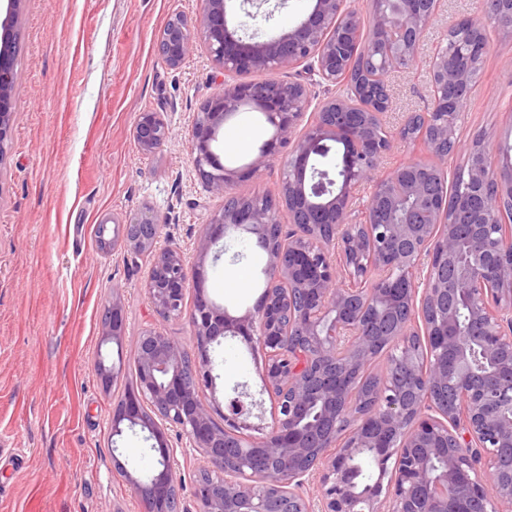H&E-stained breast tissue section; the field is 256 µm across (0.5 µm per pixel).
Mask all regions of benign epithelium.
<instances>
[{"label": "benign epithelium", "instance_id": "obj_1", "mask_svg": "<svg viewBox=\"0 0 512 512\" xmlns=\"http://www.w3.org/2000/svg\"><path fill=\"white\" fill-rule=\"evenodd\" d=\"M22 0H0V155L12 132L13 46ZM371 8L370 35L348 0H312L294 26L273 36L240 34L228 18V0H202L195 20L175 16L156 38L171 68L202 46L226 70H293L336 86L314 118L302 124L309 88L275 80L226 85L210 97L189 130L195 171L209 191L224 197L199 239V262L188 272L172 242L156 249L160 219L147 208L123 224L98 226L102 250L117 245L149 252L145 291L165 319L189 314L195 344L144 330L132 347L134 388L112 406V436L122 424L149 432L161 448L157 473L117 471L143 512H502L512 505V163L499 150L465 145L457 118L467 106L475 70L488 48V23L512 31V0H489L464 20L471 49L448 54L442 40L430 59L433 103L444 111L411 116L398 136L437 158L412 153L389 175L374 179L391 145L383 123L390 94L386 76L416 62L440 0H392ZM263 113L272 136L245 168L223 166L213 145L224 123L242 107ZM152 153L170 137L155 112L133 130ZM332 143L345 146L336 176H315L310 160ZM292 145L288 154L280 149ZM467 152L471 193L447 199L444 165ZM281 160V197L296 230L283 234L275 204L231 194L236 179ZM375 180L370 199L355 205L357 186ZM247 234L267 254L269 286L241 316L230 315L204 288L203 260L232 231ZM123 294L112 292L103 319L106 341L124 339ZM240 337L264 353V391L275 398L271 430L252 440L241 430L257 401L235 392L224 407L215 393L212 348ZM394 361L359 392L351 381L374 358L377 344ZM103 389L115 366L96 364ZM219 413L217 422L213 413ZM176 427L204 465L193 499L181 486L166 450ZM376 465L371 483L358 486V461ZM318 477L319 504L304 494Z\"/></svg>", "mask_w": 512, "mask_h": 512}]
</instances>
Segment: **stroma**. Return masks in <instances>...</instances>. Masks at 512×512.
Returning <instances> with one entry per match:
<instances>
[{"label":"stroma","instance_id":"stroma-1","mask_svg":"<svg viewBox=\"0 0 512 512\" xmlns=\"http://www.w3.org/2000/svg\"><path fill=\"white\" fill-rule=\"evenodd\" d=\"M310 0H286L270 19H247L232 0L233 21L261 32L288 28ZM200 0H23L14 58L12 136L0 152V512H140L114 468L148 474L158 467L142 431L112 437V405L135 376L131 346L153 328L192 347L188 316H158L143 288L149 256L104 254L96 230L151 208L165 225L157 244H180L187 266L204 264L205 289L231 314L256 304L259 289L226 283L238 268L249 279L267 264L248 238L221 259L199 258L197 241L224 207L196 176L188 131L219 85L296 79L293 71L224 70L198 48L177 68L155 42L177 14L195 19ZM482 0H441L413 70L389 81L384 116L394 140L378 169L386 175L406 156L396 134L407 116L432 101L429 61L448 26L483 10ZM489 50L460 117L462 139L484 134L512 145V34L488 24ZM155 112L171 129L155 153L138 148L133 129ZM124 295V344L104 341V307L113 288ZM121 362L103 389L95 361ZM216 397L252 384L260 353L229 338L213 352ZM178 429L167 433L184 500L203 466Z\"/></svg>","mask_w":512,"mask_h":512}]
</instances>
